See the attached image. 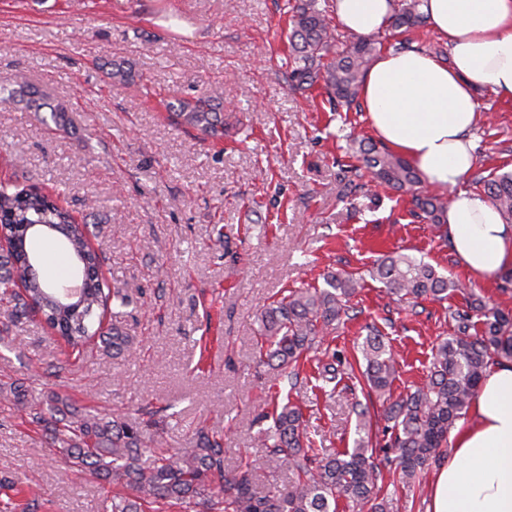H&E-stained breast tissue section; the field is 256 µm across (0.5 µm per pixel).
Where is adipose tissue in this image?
<instances>
[{
  "label": "adipose tissue",
  "instance_id": "ef3b65f1",
  "mask_svg": "<svg viewBox=\"0 0 512 512\" xmlns=\"http://www.w3.org/2000/svg\"><path fill=\"white\" fill-rule=\"evenodd\" d=\"M397 0H334L349 35L387 30ZM447 57L386 51L367 71L361 101L376 139L429 184L451 189L444 229L462 265L493 280L512 270V225L464 188L474 167L477 96L512 97V0H421ZM427 512H512V362L492 365L452 434Z\"/></svg>",
  "mask_w": 512,
  "mask_h": 512
}]
</instances>
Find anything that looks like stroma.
Returning <instances> with one entry per match:
<instances>
[{"label":"stroma","instance_id":"1","mask_svg":"<svg viewBox=\"0 0 512 512\" xmlns=\"http://www.w3.org/2000/svg\"><path fill=\"white\" fill-rule=\"evenodd\" d=\"M296 0H0V182L57 189L78 223L96 225L100 273L128 295L107 323L133 340L115 356L98 343L72 354L37 316L12 320L0 305V384L24 382L78 406L134 421L155 409L168 448L197 427L224 436V465L268 474L258 415L275 396L301 404L324 454L353 447L359 389L316 385L317 360L352 356L375 325L398 372L392 395L421 385L432 348L452 335L453 293L419 304L389 298L371 277L400 251L432 264L490 304L502 279L465 269L432 225L410 214L409 194L351 172L349 135L372 138L364 108L333 109L325 85L292 91L288 24ZM121 63L135 83L105 75ZM47 95L34 111L16 81ZM206 89L224 105L216 141L177 126L170 103ZM68 131L48 133L50 106ZM471 131L474 174L512 170V102L482 92ZM357 272L349 310L321 338L297 386L257 364V311L325 273ZM0 478L14 482L10 512H105L122 484L68 469L42 431L0 398Z\"/></svg>","mask_w":512,"mask_h":512}]
</instances>
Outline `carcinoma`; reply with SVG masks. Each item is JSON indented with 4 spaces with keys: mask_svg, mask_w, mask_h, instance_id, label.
I'll list each match as a JSON object with an SVG mask.
<instances>
[{
    "mask_svg": "<svg viewBox=\"0 0 512 512\" xmlns=\"http://www.w3.org/2000/svg\"><path fill=\"white\" fill-rule=\"evenodd\" d=\"M419 0H400L393 19L396 29L425 25ZM289 35L295 67L292 88L310 89L326 76L332 99L351 107L360 98L362 77L371 64L378 35L353 36L334 46L329 23L314 4L303 0L293 8ZM27 107L49 108L55 129L66 126L62 106H52L44 93L22 81ZM177 115L183 123L211 138L224 136V107L202 94L179 101ZM352 157L381 186L395 191L420 183V174L403 157L370 140L352 139ZM477 183L512 223V171L480 177ZM411 214L437 228L444 225L448 202L419 193L413 196ZM0 225L9 233L7 248L0 251V301L12 305V316L41 314L68 348L80 352L91 340L117 354L131 348L129 336L115 325L104 324L103 315L112 303L124 306L128 296L119 287L109 288L99 270V254L91 246L89 226L76 222L53 195L36 187L19 189L0 184ZM48 241L63 236L75 260L87 270L89 283L83 296L61 301L55 290L44 285L35 270L25 230ZM372 275L387 292L400 299L442 300L461 285L441 275L430 264L404 253L378 260ZM325 288H301L264 306L258 316L260 345L258 363L284 371L296 385L301 361L316 339L340 320L346 303L360 288L357 274L336 271L325 278ZM454 334L435 347L426 383L391 399L390 386L396 361L377 328L361 345L365 369L359 384L368 402H387L384 447L388 451L374 460L366 411L358 413V439L354 448L331 456L311 447L301 407L291 400L274 402L272 424L261 431V441L277 468H286L294 480L286 487L269 484L265 491L254 488L252 471L234 473L224 468V436L204 428L196 431L192 447L165 448L146 436V429L78 407L71 398L44 394L13 384L1 393L13 396L29 423L49 436L57 456L70 468L88 469L104 480H119L126 493L112 497L111 512H150L163 501L193 504L197 512H337L344 498L357 512H394V495L425 477L429 467L444 456L448 434L463 417L487 369L494 362H512V309L487 306L469 296L464 308L450 310ZM346 360L334 355L318 361L319 378L333 383L345 369Z\"/></svg>",
    "mask_w": 512,
    "mask_h": 512,
    "instance_id": "obj_1",
    "label": "carcinoma"
}]
</instances>
